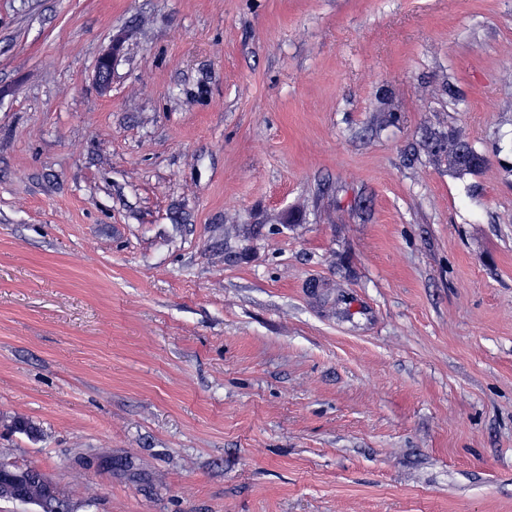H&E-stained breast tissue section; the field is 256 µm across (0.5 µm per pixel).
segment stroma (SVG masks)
<instances>
[{
  "mask_svg": "<svg viewBox=\"0 0 512 512\" xmlns=\"http://www.w3.org/2000/svg\"><path fill=\"white\" fill-rule=\"evenodd\" d=\"M0 461L512 512V0H0ZM123 43L124 38L122 35L114 36L112 39V47L98 60L95 81L102 90H106L111 84L112 66L122 50Z\"/></svg>",
  "mask_w": 512,
  "mask_h": 512,
  "instance_id": "obj_1",
  "label": "stroma"
}]
</instances>
